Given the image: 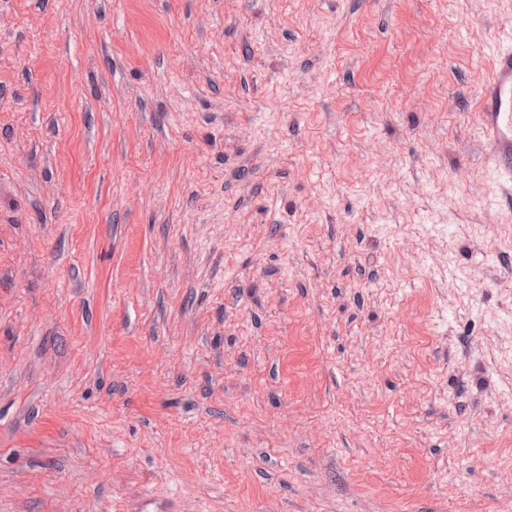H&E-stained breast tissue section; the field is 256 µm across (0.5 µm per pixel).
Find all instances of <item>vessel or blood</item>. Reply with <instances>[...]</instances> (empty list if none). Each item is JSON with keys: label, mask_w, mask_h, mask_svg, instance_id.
Segmentation results:
<instances>
[{"label": "vessel or blood", "mask_w": 512, "mask_h": 512, "mask_svg": "<svg viewBox=\"0 0 512 512\" xmlns=\"http://www.w3.org/2000/svg\"><path fill=\"white\" fill-rule=\"evenodd\" d=\"M478 110L490 147L492 175L512 183V45L497 48L489 80L479 93Z\"/></svg>", "instance_id": "vessel-or-blood-1"}]
</instances>
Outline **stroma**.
I'll return each instance as SVG.
<instances>
[{"instance_id": "stroma-1", "label": "stroma", "mask_w": 512, "mask_h": 512, "mask_svg": "<svg viewBox=\"0 0 512 512\" xmlns=\"http://www.w3.org/2000/svg\"><path fill=\"white\" fill-rule=\"evenodd\" d=\"M512 0H0V512H512ZM478 111L490 147L492 175L512 183V45L497 48L489 80L479 93Z\"/></svg>"}]
</instances>
